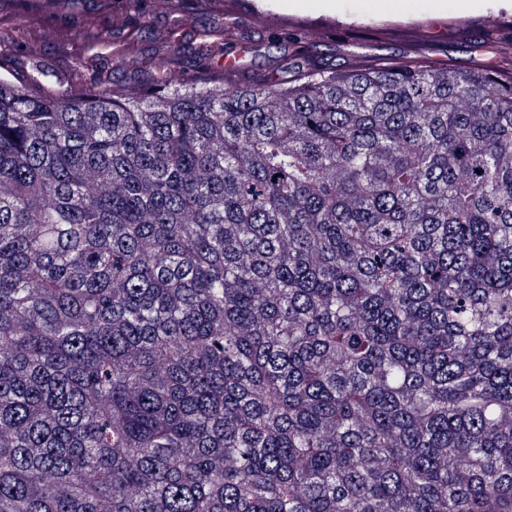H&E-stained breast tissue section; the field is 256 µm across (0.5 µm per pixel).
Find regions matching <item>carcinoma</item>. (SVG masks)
<instances>
[{
	"instance_id": "1",
	"label": "carcinoma",
	"mask_w": 512,
	"mask_h": 512,
	"mask_svg": "<svg viewBox=\"0 0 512 512\" xmlns=\"http://www.w3.org/2000/svg\"><path fill=\"white\" fill-rule=\"evenodd\" d=\"M201 2L100 21L132 64ZM203 36L118 87L0 52V512H512V76Z\"/></svg>"
}]
</instances>
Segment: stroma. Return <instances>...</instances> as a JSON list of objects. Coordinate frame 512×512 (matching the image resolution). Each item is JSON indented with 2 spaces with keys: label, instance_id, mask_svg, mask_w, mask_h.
<instances>
[{
  "label": "stroma",
  "instance_id": "stroma-1",
  "mask_svg": "<svg viewBox=\"0 0 512 512\" xmlns=\"http://www.w3.org/2000/svg\"><path fill=\"white\" fill-rule=\"evenodd\" d=\"M227 13L239 28L240 53L252 75L268 69L272 57L283 56V47L271 40L288 31L306 32L313 55L343 70L408 59L470 70L494 57H512V0H210L206 10L187 14L177 24L163 14L147 15L141 59L134 67L118 64L121 32L103 30L97 42L78 38L65 49L56 39L43 40L46 81L141 77L158 36L171 34L194 52L199 32Z\"/></svg>",
  "mask_w": 512,
  "mask_h": 512
}]
</instances>
